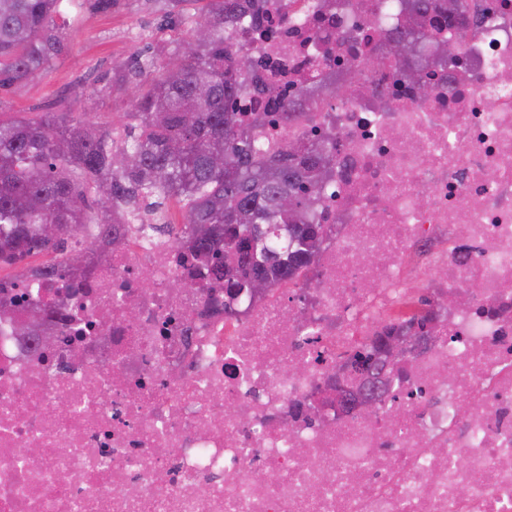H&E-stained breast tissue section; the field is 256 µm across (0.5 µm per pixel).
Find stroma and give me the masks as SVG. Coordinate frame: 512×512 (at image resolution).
I'll return each mask as SVG.
<instances>
[{
  "label": "stroma",
  "mask_w": 512,
  "mask_h": 512,
  "mask_svg": "<svg viewBox=\"0 0 512 512\" xmlns=\"http://www.w3.org/2000/svg\"><path fill=\"white\" fill-rule=\"evenodd\" d=\"M65 22L66 52L39 81L5 96L0 105L26 118L48 110L70 112L109 127L115 140H122L130 102L117 90L100 94L105 76L147 47L175 45L185 30L161 26L144 0H118L106 13L75 4L68 7Z\"/></svg>",
  "instance_id": "obj_1"
}]
</instances>
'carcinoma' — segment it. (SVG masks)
<instances>
[{
  "label": "carcinoma",
  "mask_w": 512,
  "mask_h": 512,
  "mask_svg": "<svg viewBox=\"0 0 512 512\" xmlns=\"http://www.w3.org/2000/svg\"><path fill=\"white\" fill-rule=\"evenodd\" d=\"M75 0H0V95L39 79L67 49L62 11ZM164 20L186 28L175 47L134 59L110 84L131 98L130 142L86 120L66 122L46 112L38 119L0 113V265L40 252L59 254L43 265L76 278L67 240L88 224L107 237L112 225L168 201L183 212L177 240L236 296L263 278L288 281L310 264L325 227L310 220L314 196L330 167L328 150L286 146L268 156L241 127L228 102L253 82L258 60L251 49L228 46V19L245 15L251 0H144ZM207 26L209 36L194 39ZM246 57V69L237 65ZM224 156L217 169L214 157ZM97 195L88 211L81 187ZM286 196L293 208L278 201ZM58 233L48 237L44 225Z\"/></svg>",
  "instance_id": "carcinoma-1"
}]
</instances>
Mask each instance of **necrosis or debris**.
Here are the masks:
<instances>
[{"label": "necrosis or debris", "instance_id": "1", "mask_svg": "<svg viewBox=\"0 0 512 512\" xmlns=\"http://www.w3.org/2000/svg\"><path fill=\"white\" fill-rule=\"evenodd\" d=\"M403 2L293 0L233 36L283 63L256 76L297 114L255 89L231 102L245 130L331 142L327 233L292 283L175 288L190 257L159 232L77 250L74 288L0 277V512H512V0H432L451 59L424 66L426 96L393 52ZM36 311L48 338L15 335ZM379 336L406 342L380 416L311 412Z\"/></svg>", "mask_w": 512, "mask_h": 512}]
</instances>
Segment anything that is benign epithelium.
Returning <instances> with one entry per match:
<instances>
[{"instance_id": "7a95c632", "label": "benign epithelium", "mask_w": 512, "mask_h": 512, "mask_svg": "<svg viewBox=\"0 0 512 512\" xmlns=\"http://www.w3.org/2000/svg\"><path fill=\"white\" fill-rule=\"evenodd\" d=\"M403 351V345L394 339L378 356L376 367L361 361L356 368L336 377V383L312 398L313 411L317 414L334 413L338 417L351 413L367 418L375 416L385 397L389 370Z\"/></svg>"}]
</instances>
